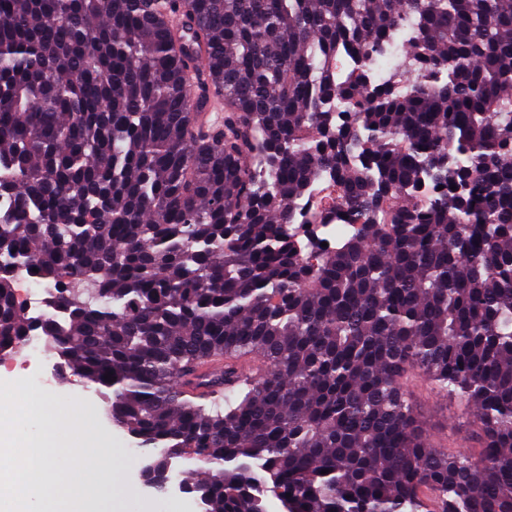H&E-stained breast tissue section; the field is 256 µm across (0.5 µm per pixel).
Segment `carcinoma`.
Segmentation results:
<instances>
[{
  "mask_svg": "<svg viewBox=\"0 0 512 512\" xmlns=\"http://www.w3.org/2000/svg\"><path fill=\"white\" fill-rule=\"evenodd\" d=\"M0 196V352L41 329L207 512H512V0H0ZM191 112L197 121L206 127H218L224 124V111L214 110L211 103L200 92H193L191 97ZM16 282L21 288L20 298L17 301L21 303L25 313L30 319H37L52 311L49 301L52 300L51 290L49 288H33L31 279L25 271H21L16 276ZM418 421L427 439L436 448L469 451L473 445V426L467 406L442 395L422 379L409 384Z\"/></svg>",
  "mask_w": 512,
  "mask_h": 512,
  "instance_id": "obj_1",
  "label": "carcinoma"
}]
</instances>
